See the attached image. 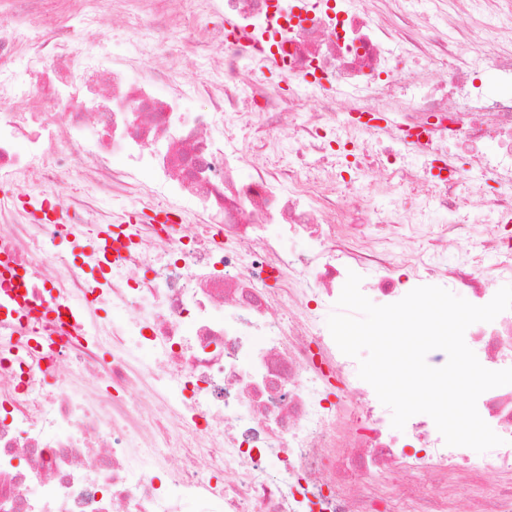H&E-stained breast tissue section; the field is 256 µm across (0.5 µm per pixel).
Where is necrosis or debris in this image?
Masks as SVG:
<instances>
[{
	"label": "necrosis or debris",
	"instance_id": "necrosis-or-debris-1",
	"mask_svg": "<svg viewBox=\"0 0 512 512\" xmlns=\"http://www.w3.org/2000/svg\"><path fill=\"white\" fill-rule=\"evenodd\" d=\"M97 2L34 38L0 21V173L20 196L70 198L35 222L0 200V293L32 296L15 316L37 325L0 328V512H455L467 498L512 512V385L477 401L503 440L487 452L446 445L428 416L396 434L326 321L352 271L378 305L422 285L484 305L512 280L505 0H147L136 55L197 61L190 83L160 71L170 97L106 54L80 56ZM216 8L220 60L172 20ZM23 44L43 81L11 69ZM434 64L446 80L428 79ZM27 96L67 109L12 111ZM193 96L210 109L177 111ZM376 171L390 205L350 209ZM463 183L475 221L431 223ZM92 186L134 195L147 220L109 223ZM100 226L106 247L56 251ZM295 238L308 250L282 249ZM74 296L112 318L88 324L66 308ZM464 339L486 369L512 368V310ZM491 470L503 483L472 500Z\"/></svg>",
	"mask_w": 512,
	"mask_h": 512
}]
</instances>
